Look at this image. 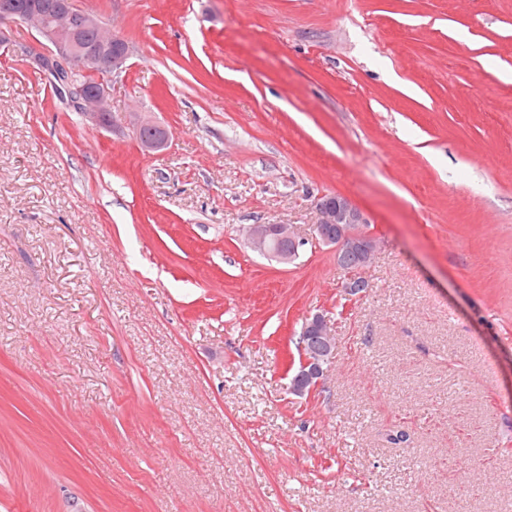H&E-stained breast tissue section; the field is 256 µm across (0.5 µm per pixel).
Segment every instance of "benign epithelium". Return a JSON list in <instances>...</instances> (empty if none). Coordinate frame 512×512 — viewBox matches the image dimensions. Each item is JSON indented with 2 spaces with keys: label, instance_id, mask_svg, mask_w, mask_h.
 <instances>
[{
  "label": "benign epithelium",
  "instance_id": "1",
  "mask_svg": "<svg viewBox=\"0 0 512 512\" xmlns=\"http://www.w3.org/2000/svg\"><path fill=\"white\" fill-rule=\"evenodd\" d=\"M72 18V0H46L34 12L3 10L0 12V45L11 41L16 25L34 32L38 47L30 56L31 66L52 76L54 86L74 98L89 126L106 127L110 118V83L112 78L127 71L130 54L119 35L94 43L77 39L71 30ZM80 68H89L97 74L93 86L72 83V72ZM137 137L144 150L154 151L166 146L169 134L164 127L146 120L140 124ZM317 214L313 225L316 240L331 248L338 257L358 246L364 252L359 268L370 263L376 240L366 230L365 214L353 201L345 196L329 195L317 204ZM247 243L256 252L272 254L288 263L305 245V240L288 224H253L247 231ZM303 333L321 338L325 347L302 348L293 381V391L299 396L319 385L325 374V363L336 355V337L324 313L307 316Z\"/></svg>",
  "mask_w": 512,
  "mask_h": 512
}]
</instances>
